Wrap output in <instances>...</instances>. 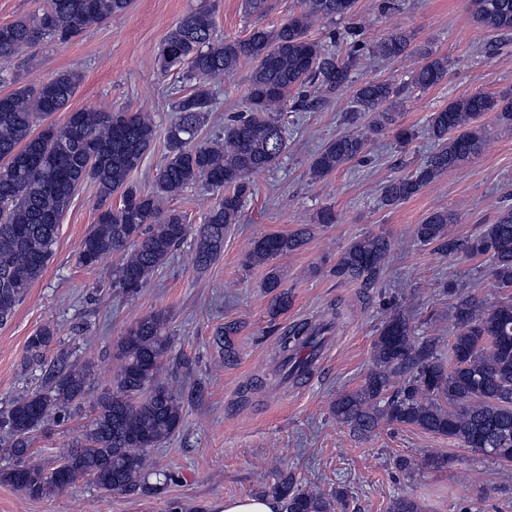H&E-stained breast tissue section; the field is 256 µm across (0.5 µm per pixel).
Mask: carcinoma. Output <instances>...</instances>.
Instances as JSON below:
<instances>
[{
  "mask_svg": "<svg viewBox=\"0 0 512 512\" xmlns=\"http://www.w3.org/2000/svg\"><path fill=\"white\" fill-rule=\"evenodd\" d=\"M131 0H48L41 13L0 24V81L17 50L41 43L65 44L89 26L125 14ZM300 11L281 26L258 28L244 38H218L209 11L185 13L169 30L156 55L161 73L182 75L174 87L175 112L166 135V154L152 191L131 180L154 145L156 126L142 112L84 108L61 124L49 121L68 108L83 76L59 71L34 85L0 95V324L10 320L54 255L59 224L79 188L95 186L96 223L79 243L78 258L94 267L112 255L120 263L112 287L134 295L186 240L191 225L184 212L162 203L203 183L222 191L197 230L195 263L205 269L224 252V237L240 223L245 199L253 193L250 177L274 168L288 151L284 114L310 108L317 97L352 90V126L369 116V130L397 124L395 98L402 88L368 79L352 84L351 66L310 36L320 22L353 12L355 0H300ZM479 28L512 34V0H472ZM380 56L401 59L413 53L410 34L393 30L372 47ZM424 63L411 76L413 86L429 89L448 76V58L421 52ZM251 64L248 109L236 112L222 132L201 138L214 108L216 78L241 62ZM491 113L499 130H512V96L475 91L431 113L427 131L434 143L414 172L388 180L380 200L391 206L416 196L427 184L478 156L488 130L478 119ZM366 137L349 131L329 140L314 155L308 175L320 181L365 154ZM120 204L106 205L112 196ZM456 216L432 211L416 225V239L438 244L444 255L486 257L496 286L510 291L486 304L458 293L452 318L459 332L443 353L436 337H417L410 316L394 309L373 341V366L364 383L336 398V421L359 437L378 428L417 427L448 438L475 454L512 463V206L502 207L494 223L473 237L452 236ZM311 234L304 224L288 234H270L254 242L245 265H261L263 288L271 294L269 313L278 316L291 303L273 261L299 250ZM391 243L382 234L353 239L341 252L333 273L348 281L371 283L380 275ZM167 317L151 313L129 327L117 345L120 368L98 389L88 423L60 463L46 469L31 460V434L51 419L63 421L91 390L86 368L51 371L47 388L17 398L3 420L12 441L7 448L16 465L0 472L6 482L32 498L64 494L88 477L102 491L141 490L155 494L161 485L147 482V452L171 437L182 423L183 404L162 377L171 338ZM333 323L306 321L281 338L276 372L296 383L312 374L321 336ZM55 339L49 326L27 342V357L41 362ZM272 494L283 512H336L344 492L316 486L298 488L282 474Z\"/></svg>",
  "mask_w": 512,
  "mask_h": 512,
  "instance_id": "cac0c4a2",
  "label": "carcinoma"
}]
</instances>
